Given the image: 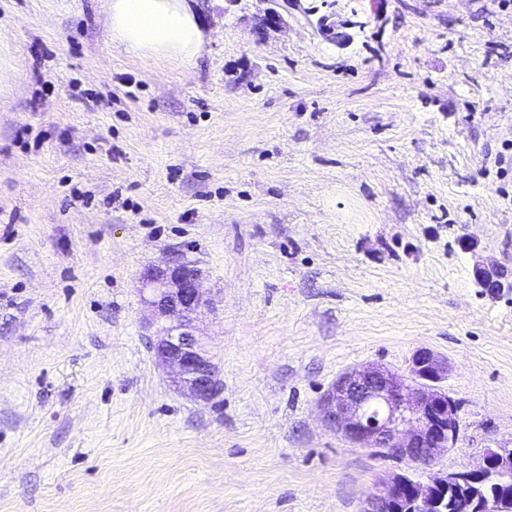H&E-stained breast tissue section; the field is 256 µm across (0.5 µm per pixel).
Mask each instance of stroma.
Segmentation results:
<instances>
[{"label":"stroma","mask_w":512,"mask_h":512,"mask_svg":"<svg viewBox=\"0 0 512 512\" xmlns=\"http://www.w3.org/2000/svg\"><path fill=\"white\" fill-rule=\"evenodd\" d=\"M105 0H0V512H362L512 439V5L198 0L186 67ZM205 274L221 394L154 362L138 277ZM447 357L456 444L359 448L342 373ZM475 279L480 288L490 295H499L507 288L512 291V280H508L501 270L477 267Z\"/></svg>","instance_id":"1"}]
</instances>
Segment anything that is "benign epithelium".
<instances>
[{
    "mask_svg": "<svg viewBox=\"0 0 512 512\" xmlns=\"http://www.w3.org/2000/svg\"><path fill=\"white\" fill-rule=\"evenodd\" d=\"M475 279L490 295L506 289L512 280L496 268L478 267ZM140 291L150 312L147 328L156 364L170 373L173 384L196 401L208 402L220 389L215 355L196 322L209 307L201 272L176 259L147 265L140 274ZM448 379V359L421 347L406 375L379 364L354 368L327 390L320 404L324 423L358 448H375L411 464L428 466L455 443L458 406L442 390ZM379 404L381 416H368ZM498 484L503 498L512 500V439L495 443L483 452L472 470L432 476L421 482L393 473L380 484L363 512H445L448 489Z\"/></svg>",
    "mask_w": 512,
    "mask_h": 512,
    "instance_id": "1",
    "label": "benign epithelium"
}]
</instances>
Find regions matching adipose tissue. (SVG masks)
I'll return each mask as SVG.
<instances>
[{
	"instance_id": "ef3b65f1",
	"label": "adipose tissue",
	"mask_w": 512,
	"mask_h": 512,
	"mask_svg": "<svg viewBox=\"0 0 512 512\" xmlns=\"http://www.w3.org/2000/svg\"><path fill=\"white\" fill-rule=\"evenodd\" d=\"M107 34L113 45L156 59L194 64L205 32L190 0H107Z\"/></svg>"
}]
</instances>
